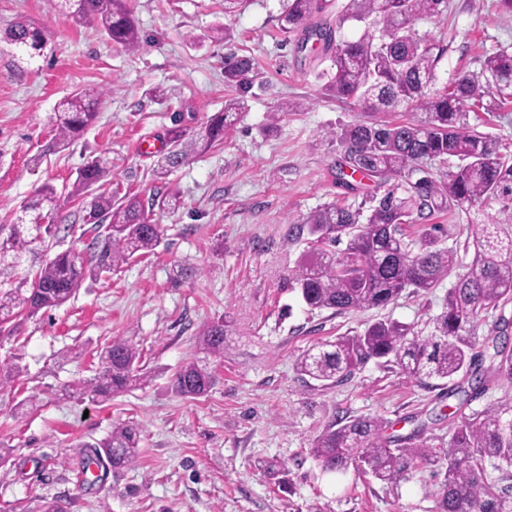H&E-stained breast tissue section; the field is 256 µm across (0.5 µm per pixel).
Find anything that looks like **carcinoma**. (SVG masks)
Wrapping results in <instances>:
<instances>
[{"label":"carcinoma","instance_id":"carcinoma-1","mask_svg":"<svg viewBox=\"0 0 512 512\" xmlns=\"http://www.w3.org/2000/svg\"><path fill=\"white\" fill-rule=\"evenodd\" d=\"M60 8L78 23H95L112 41L129 52L140 46V34L125 0H61ZM328 0H289L281 26L288 31L324 13ZM447 0H348L336 20L303 28L323 43L330 70L325 90L330 95L353 100L370 112L404 108L416 118L385 124L356 121L328 136L339 142L343 158L338 179L358 174L384 188L374 199L367 216L360 211L328 205L311 213L304 224L289 232L307 230L314 259L292 277L304 304L311 310L336 313L355 309L383 308L405 289L427 293L447 278L444 310L433 320L428 336L415 334L411 325L379 320L354 336H341L332 343L303 352L297 361L301 374L317 381L338 383L352 377L366 363L384 359L422 385L432 380L471 377L473 395L485 391L482 356L474 353V327L481 314L512 301V222L492 220L477 227L473 235V258L463 265L457 250L440 246L430 231L410 239L402 225L427 220L437 212L471 207L486 200L500 205L512 218V154L500 143L472 128L468 113L496 109L512 99V55L500 52L485 57L478 73H460L451 85L432 89L439 54L436 46L414 30L415 19L438 16ZM364 24L353 40L339 36L348 22ZM0 40L34 58L45 48L43 31L22 20L0 32ZM250 60L234 54L224 56V82L245 83ZM103 91L84 89L60 100L55 107L54 147L78 138L97 117L93 104ZM244 102L233 99L208 122L204 133L190 141V148L165 157L155 175L162 178L183 165L190 153L205 150L224 139ZM456 157L461 164L438 178L427 163ZM106 161L95 158L78 173L70 195L77 196L99 183ZM179 205L171 190L146 206L134 195L119 200L100 193L86 215L88 224H106L104 236L95 243V264L85 268L79 254L63 251L38 268L18 286L0 290V323H6L17 306L35 316L44 309L65 303L81 287L85 276H98L126 264L135 254L152 253L160 243V229L152 220L154 209L164 211ZM56 207V192L50 187L22 206L17 223L0 236V266L13 268L27 251L31 239L23 226L40 234L51 233L45 223ZM346 247L336 251L341 243ZM512 322L503 318L491 324L488 372L512 379ZM226 325L220 320L205 325L197 337L206 355L224 356ZM147 380L139 353L116 339L102 355L96 375L75 383L72 393L83 399L107 398ZM215 377L207 365L194 360L175 374L177 394L195 399L207 394ZM385 422L378 417H342L314 442L313 455L326 472L350 468L392 484L418 467H434L440 476L438 512H512V478L502 467H512V405L505 403L465 417L456 426L450 448L436 452L421 436L392 439L383 436ZM139 435L130 425L112 426V432L93 446L86 466L120 469L139 456ZM491 462L501 475H486Z\"/></svg>","mask_w":512,"mask_h":512}]
</instances>
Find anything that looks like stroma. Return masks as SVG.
<instances>
[{"instance_id":"35a3bbf8","label":"stroma","mask_w":512,"mask_h":512,"mask_svg":"<svg viewBox=\"0 0 512 512\" xmlns=\"http://www.w3.org/2000/svg\"><path fill=\"white\" fill-rule=\"evenodd\" d=\"M127 2L141 37L133 52L96 24L76 25L55 0H0V29L27 20L47 38L32 59L0 43V225L14 223L42 186H53L58 201L52 233L30 244L13 281L67 249L93 264V244L105 232L85 219L96 192L69 191L95 157L106 160L102 185L116 197L147 203L173 189L181 200L155 213L161 242L152 254L85 280L60 307L0 328V363L17 369L0 390V512H42L50 501L65 512H436L430 469L388 485L362 472L329 473L311 454L315 439L340 417L362 415L383 419L389 437L420 430L444 445L462 415L512 403V381L492 380L472 399L461 377L453 394L374 361L337 384L295 366L302 351L379 319L428 335L446 305L442 284L406 289L383 308L312 311L289 285L310 256L289 227L327 205L368 211L379 192L368 180L353 190L337 183L342 152L326 136L371 115L326 94L321 44L281 27L287 0H242L232 14L224 0ZM220 24L230 40H212ZM415 28L443 50L440 88L479 71L488 54L512 53V13L499 0H448L447 11ZM230 53L250 59L246 85H225ZM89 87L105 92L95 123L65 150H50L56 102ZM232 98L246 109L223 141L155 179L168 129L201 133ZM285 102L294 111H281ZM468 121L512 153V102ZM147 136L158 148L143 154L137 144ZM498 215L492 202L436 214L405 233L416 238L436 223L443 245L459 247ZM220 319L230 328L223 357L208 361L214 388L197 399L177 396L174 374L200 358V328ZM116 338L139 352L147 382L106 400L68 396L67 385L91 378ZM117 423L138 429L136 463L83 482L86 446Z\"/></svg>"}]
</instances>
